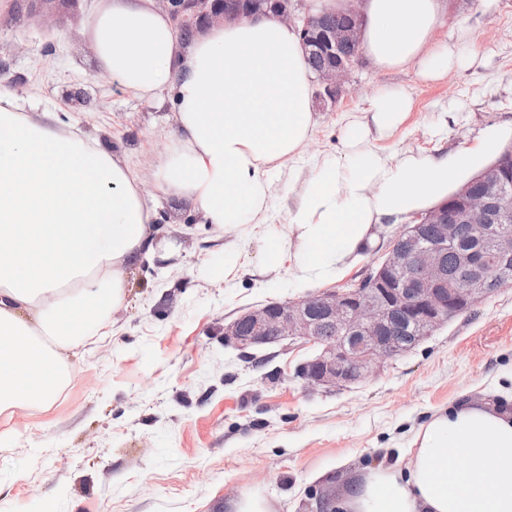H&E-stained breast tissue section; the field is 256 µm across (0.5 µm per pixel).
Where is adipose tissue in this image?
Here are the masks:
<instances>
[{"instance_id": "adipose-tissue-1", "label": "adipose tissue", "mask_w": 512, "mask_h": 512, "mask_svg": "<svg viewBox=\"0 0 512 512\" xmlns=\"http://www.w3.org/2000/svg\"><path fill=\"white\" fill-rule=\"evenodd\" d=\"M442 0H363L362 53L379 71L415 69L424 81L452 69L441 41ZM83 35L128 95L170 105L175 136L155 170L162 192L185 197L208 224L261 233L272 183L297 187L288 218L293 283L347 273L399 224L444 202L494 148L388 152L413 100L382 93L345 112L338 155L307 166L318 126L299 34L273 18L226 20L181 38L154 0H99ZM0 413L44 408L68 380L69 356L107 332L129 275L153 253L156 207L135 163L97 134L0 90ZM496 405L458 402L412 436L406 466L351 478L337 512H512V382Z\"/></svg>"}]
</instances>
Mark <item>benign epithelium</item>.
Returning <instances> with one entry per match:
<instances>
[{"label":"benign epithelium","instance_id":"benign-epithelium-1","mask_svg":"<svg viewBox=\"0 0 512 512\" xmlns=\"http://www.w3.org/2000/svg\"><path fill=\"white\" fill-rule=\"evenodd\" d=\"M157 2L185 37L226 18L272 17L294 26L305 52L327 57L316 73V97L334 105L350 92L354 64L337 57L336 51L360 46L362 0H348L351 23L336 28L327 27L321 14L300 11L301 0ZM511 165L512 148L463 184L451 200L419 216V223L406 225L357 286L250 309L224 327V342L241 351L296 339L320 346V353L299 369L311 387L347 388L378 374L407 352L399 340L403 327H412L422 341L492 297L488 284L512 281V227L501 224L512 213ZM425 224L436 229L431 239L423 234ZM469 236L490 240L492 250H462L456 269L450 270L445 261L448 247ZM324 320L339 330V336L328 342L318 334Z\"/></svg>","mask_w":512,"mask_h":512}]
</instances>
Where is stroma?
<instances>
[{"instance_id": "stroma-1", "label": "stroma", "mask_w": 512, "mask_h": 512, "mask_svg": "<svg viewBox=\"0 0 512 512\" xmlns=\"http://www.w3.org/2000/svg\"><path fill=\"white\" fill-rule=\"evenodd\" d=\"M94 3L0 0V90L36 97L138 164L167 259L132 271L111 335L71 361L50 408L0 414V512H225L226 501L254 492L276 512H316L318 473L335 471L340 490L381 462L406 465L415 428L460 393L482 402L487 383L512 373V284L343 390L298 377L316 345L286 341L249 358L225 345V324L249 308L308 294L288 276V189L276 184L263 238L200 223L191 201L164 195L154 169L173 114L102 75L80 34ZM461 35V62L439 81L357 63L350 93L321 110L307 154L335 153L338 113L397 88L411 93L413 110L392 148L430 150L441 112L459 115L449 150L486 133L511 147L512 0H445L440 36ZM75 87L89 102L67 99ZM230 242L241 258L228 274Z\"/></svg>"}]
</instances>
